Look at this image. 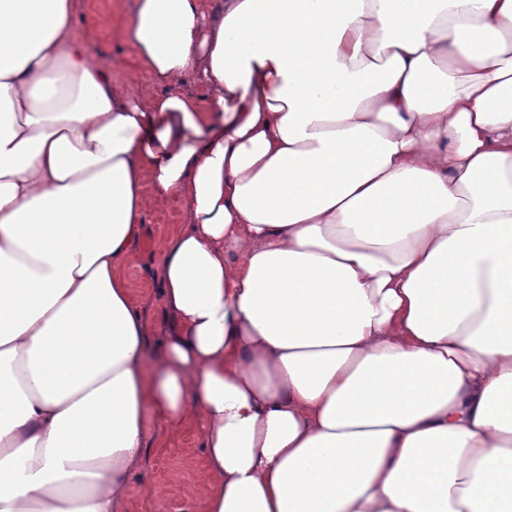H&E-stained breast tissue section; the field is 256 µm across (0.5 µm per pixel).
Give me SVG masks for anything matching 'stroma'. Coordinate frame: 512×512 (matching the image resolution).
<instances>
[{
    "mask_svg": "<svg viewBox=\"0 0 512 512\" xmlns=\"http://www.w3.org/2000/svg\"><path fill=\"white\" fill-rule=\"evenodd\" d=\"M78 29L95 30V52L113 80L136 90L145 80L132 46L125 37L135 0H76ZM186 195L177 194L150 208L145 216L136 254L116 264L135 305L145 307L149 321H159L156 295L159 263L170 237L184 224ZM143 464L128 477L129 490L120 512H195L211 481L199 420H188L171 435L161 425L148 429Z\"/></svg>",
    "mask_w": 512,
    "mask_h": 512,
    "instance_id": "1",
    "label": "stroma"
}]
</instances>
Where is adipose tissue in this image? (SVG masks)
<instances>
[{
    "instance_id": "ef3b65f1",
    "label": "adipose tissue",
    "mask_w": 512,
    "mask_h": 512,
    "mask_svg": "<svg viewBox=\"0 0 512 512\" xmlns=\"http://www.w3.org/2000/svg\"><path fill=\"white\" fill-rule=\"evenodd\" d=\"M125 36L135 93L74 0H0V512H117L192 418L196 512H512V0H136ZM174 193L151 356L114 266Z\"/></svg>"
}]
</instances>
